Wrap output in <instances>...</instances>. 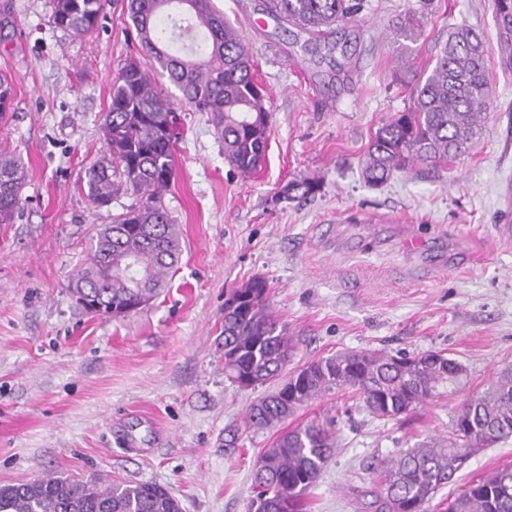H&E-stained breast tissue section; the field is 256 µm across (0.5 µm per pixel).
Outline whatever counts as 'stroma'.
Instances as JSON below:
<instances>
[{
    "mask_svg": "<svg viewBox=\"0 0 512 512\" xmlns=\"http://www.w3.org/2000/svg\"><path fill=\"white\" fill-rule=\"evenodd\" d=\"M214 4L249 45L267 91L266 161L242 176L209 114L183 108L164 195L180 259L149 305L104 320L77 305L69 283L98 225L132 202L94 208L84 182L104 151L112 83L141 54L127 0H108L82 36L51 24L52 0H0V73L14 88L0 147L27 171L19 213L0 224V485L52 472L157 482L183 512H247L253 470L275 433L248 426L258 392L224 375V301L260 276L295 340L291 368L346 351H440L467 370L464 386L392 419L374 417L348 389L290 418L336 420V452L304 512H371L383 462L447 437L462 403L512 366V243L497 236L500 187L512 177V24L493 0H364L329 48L311 53L307 35L286 32L263 0ZM404 14L419 23L415 41L393 31ZM464 24L485 35L491 99L467 152L368 186L372 137L410 102L397 56L429 72ZM307 177L321 182L315 195L283 196ZM506 465L512 439L473 455L428 512Z\"/></svg>",
    "mask_w": 512,
    "mask_h": 512,
    "instance_id": "35a3bbf8",
    "label": "stroma"
}]
</instances>
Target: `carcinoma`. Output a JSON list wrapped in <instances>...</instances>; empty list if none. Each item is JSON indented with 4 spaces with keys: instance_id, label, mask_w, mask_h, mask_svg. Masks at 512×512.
Returning a JSON list of instances; mask_svg holds the SVG:
<instances>
[{
    "instance_id": "carcinoma-1",
    "label": "carcinoma",
    "mask_w": 512,
    "mask_h": 512,
    "mask_svg": "<svg viewBox=\"0 0 512 512\" xmlns=\"http://www.w3.org/2000/svg\"><path fill=\"white\" fill-rule=\"evenodd\" d=\"M105 2L53 0L51 23L90 34ZM178 4L183 17L175 19ZM362 8L363 0H267L268 14L308 34L305 50L314 53ZM127 17L151 67L131 58L119 70L103 122L105 153L85 177L94 207L107 208L121 194L135 197V203L97 228L75 278L93 294L95 314L105 319L124 317L157 297L179 258L180 231L164 204L175 176L176 104L210 113L224 158L243 175L261 167L272 126L250 50L213 0H128ZM398 71L411 90V106L375 133L364 163L372 186L413 163L462 155L481 113L490 108L484 42L472 28L449 35L427 75L415 74L405 58ZM159 76L179 91L178 101L159 88ZM12 96L11 81L0 75V120ZM25 184L21 158L0 149V224L19 212ZM318 190V181L302 178L288 183L285 193L293 199ZM293 349L286 329L268 311L263 278L250 279L224 300V375L233 383L273 385L250 404L249 425L277 428L312 400L343 389L358 394L370 414L390 419L462 384L455 377L459 361L434 351L338 353L286 375ZM486 435L491 445L512 437L511 367L462 406L447 438L423 442L387 463L374 512H426L436 490L453 482L468 459L485 448ZM335 448L332 419L283 431L258 459L247 512H302V494L317 482ZM0 512H182V506L157 483L80 482L51 474L1 485ZM447 512H512V466L461 489Z\"/></svg>"
}]
</instances>
